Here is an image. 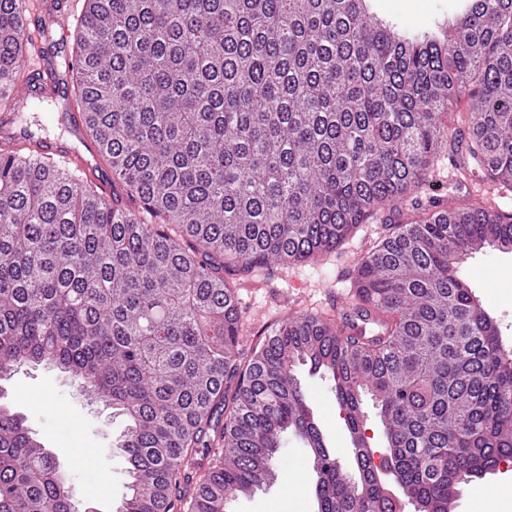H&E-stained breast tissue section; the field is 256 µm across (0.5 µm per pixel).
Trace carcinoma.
Listing matches in <instances>:
<instances>
[{"mask_svg":"<svg viewBox=\"0 0 512 512\" xmlns=\"http://www.w3.org/2000/svg\"><path fill=\"white\" fill-rule=\"evenodd\" d=\"M24 2L0 0L5 86L23 70ZM74 69L120 191L108 203L25 147L0 153V380L61 368L127 418L120 512H227L273 479L288 431L319 512H450L459 484L512 459V354L460 275L512 245L511 215L413 208L358 262L343 315H291L249 351L227 280L334 252L446 152L512 188V0H469L441 36L406 35L369 0H87ZM305 365L334 382L353 476ZM366 396L400 503L369 461ZM75 499L0 405V512ZM296 374L328 446L336 449L345 468L352 472L350 435L336 404L333 382L322 373L312 374L308 366H300Z\"/></svg>","mask_w":512,"mask_h":512,"instance_id":"cac0c4a2","label":"carcinoma"}]
</instances>
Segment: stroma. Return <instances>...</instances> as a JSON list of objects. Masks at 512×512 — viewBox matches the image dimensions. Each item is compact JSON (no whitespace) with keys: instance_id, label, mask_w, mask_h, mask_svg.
Returning <instances> with one entry per match:
<instances>
[{"instance_id":"1","label":"stroma","mask_w":512,"mask_h":512,"mask_svg":"<svg viewBox=\"0 0 512 512\" xmlns=\"http://www.w3.org/2000/svg\"><path fill=\"white\" fill-rule=\"evenodd\" d=\"M454 0H373L378 19L408 31L447 27ZM45 56L57 69L54 96L34 102L24 118L42 136L63 138L68 112L66 56L60 45L47 42ZM480 172L460 177L451 156H443L430 172V186L411 189L414 197L436 196L444 204L491 206L512 215V189L486 192ZM389 210L378 211L332 254L296 264L274 265L272 273L259 270L231 277L242 311V343L262 342L270 325L303 311H327L337 298L348 297L358 261L386 234ZM462 276L494 320L506 348L512 350V252L485 247L461 265ZM306 400L329 447L336 449L344 466H351L350 435L328 376L297 370ZM0 399L22 413L34 436L59 460L66 481L79 492L82 506L95 512H118L127 493L125 459L121 448L127 422L124 416L89 402L70 373L44 364L19 368L0 381ZM273 468L275 480L260 490L240 495L232 512H317L316 475L308 449L292 434H285ZM298 485H289V478Z\"/></svg>"}]
</instances>
